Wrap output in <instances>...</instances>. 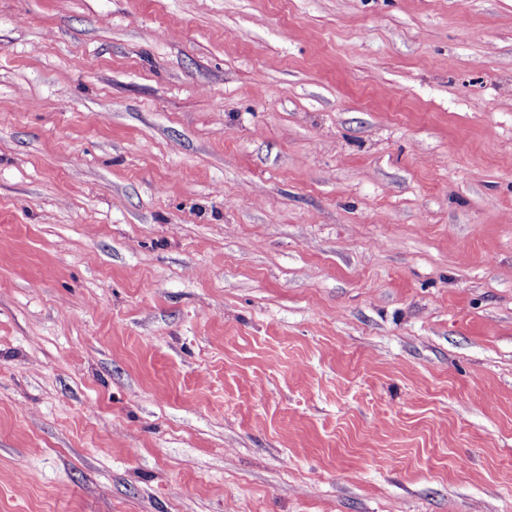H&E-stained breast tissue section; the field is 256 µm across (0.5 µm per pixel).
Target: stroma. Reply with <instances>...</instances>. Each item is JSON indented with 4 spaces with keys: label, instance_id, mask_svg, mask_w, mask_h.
I'll use <instances>...</instances> for the list:
<instances>
[{
    "label": "stroma",
    "instance_id": "1",
    "mask_svg": "<svg viewBox=\"0 0 512 512\" xmlns=\"http://www.w3.org/2000/svg\"><path fill=\"white\" fill-rule=\"evenodd\" d=\"M0 512H512V0H0Z\"/></svg>",
    "mask_w": 512,
    "mask_h": 512
}]
</instances>
